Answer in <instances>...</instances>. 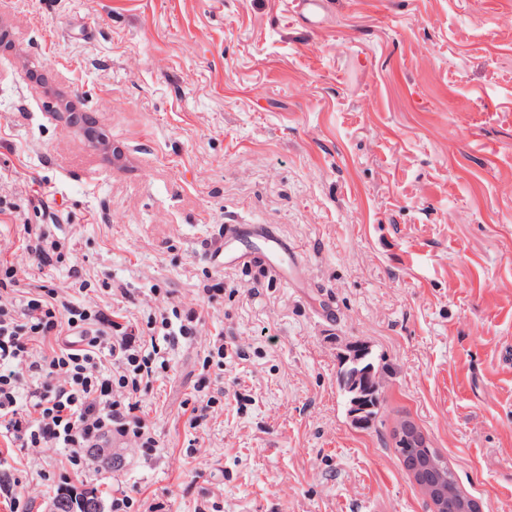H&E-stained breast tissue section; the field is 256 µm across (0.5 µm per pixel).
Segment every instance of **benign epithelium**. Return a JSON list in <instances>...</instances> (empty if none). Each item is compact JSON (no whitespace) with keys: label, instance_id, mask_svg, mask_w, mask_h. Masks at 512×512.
<instances>
[{"label":"benign epithelium","instance_id":"obj_1","mask_svg":"<svg viewBox=\"0 0 512 512\" xmlns=\"http://www.w3.org/2000/svg\"><path fill=\"white\" fill-rule=\"evenodd\" d=\"M392 447L406 449L408 469L433 505V512H476L477 504L465 496L446 475L445 464L422 452L425 434L411 421H401L391 434Z\"/></svg>","mask_w":512,"mask_h":512}]
</instances>
